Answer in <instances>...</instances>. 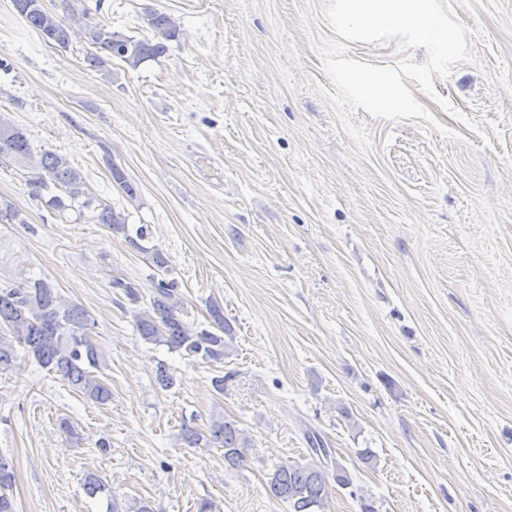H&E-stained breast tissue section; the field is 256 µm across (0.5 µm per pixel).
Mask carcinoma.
Masks as SVG:
<instances>
[{
	"mask_svg": "<svg viewBox=\"0 0 512 512\" xmlns=\"http://www.w3.org/2000/svg\"><path fill=\"white\" fill-rule=\"evenodd\" d=\"M13 4L25 23L50 44L66 48L76 36L86 38L99 50L86 57L88 66L96 70L104 67L108 58L136 67L161 57L167 51V42L180 36L172 18L159 10H150L145 15L153 38L137 39L115 32L106 24L84 22L86 9L61 19L46 9L42 0H13ZM5 161L28 171L27 185L32 197L45 199V204L58 213L89 212L94 223L125 236L134 248L148 256L161 277H152L150 306L134 314L135 329L144 342L163 344L206 363H224L233 336L223 308L216 302L209 304V329L198 330L183 319L185 302L178 282L168 278L167 258L161 250L142 245L148 239L146 226L137 227L135 235H130L127 216L94 195L67 158L46 150L34 154L26 132L0 117V164ZM111 172L125 196L136 199V185L119 168L114 166ZM0 220L8 224L25 223L21 213L5 199H0ZM112 287L122 290L129 302L140 301V291L134 283L115 277ZM93 327L95 320L89 312L79 303L63 300L59 289L47 279L25 277L0 287V372L13 368L17 348L21 347L41 368L60 376L85 399L105 406L112 401V391L98 376L106 363L91 342ZM181 436L192 446L201 443L207 448L224 449V465L231 469L246 462V450L251 447L250 438L238 421L226 417L221 409L210 415L207 435L184 424ZM332 459V449L313 448L311 459L304 463L276 466L267 477L269 493L288 504L289 512H325L328 479L341 486L352 484L342 467L329 475ZM14 480L8 459L0 454V512H16L12 499ZM85 486L90 496L106 497V512H124L101 477L88 474Z\"/></svg>",
	"mask_w": 512,
	"mask_h": 512,
	"instance_id": "1",
	"label": "carcinoma"
}]
</instances>
